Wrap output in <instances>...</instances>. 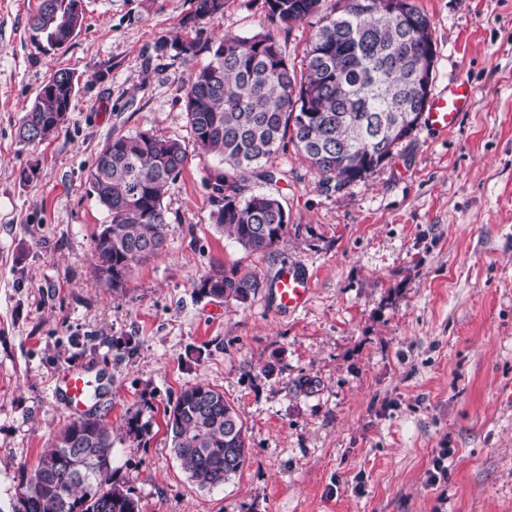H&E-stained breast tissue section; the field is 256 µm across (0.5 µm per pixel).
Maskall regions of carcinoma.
Instances as JSON below:
<instances>
[{
	"mask_svg": "<svg viewBox=\"0 0 512 512\" xmlns=\"http://www.w3.org/2000/svg\"><path fill=\"white\" fill-rule=\"evenodd\" d=\"M321 0H265L273 24L290 28L316 15ZM382 0H350L317 22L296 68L270 33L227 35L212 58L192 70L184 107L194 150L220 158L214 224L249 252H266L285 239V208L275 196L244 194L237 177L272 181L265 164L289 139L321 177L341 187L360 181L388 159L414 130L428 98L414 90V73L434 50L428 17L412 3L396 15ZM72 0H40L28 25L33 40L51 43L83 15ZM224 0H196V20L223 14ZM186 59L197 45L179 35L163 42ZM26 110L16 136L23 144L48 139L70 110L78 80L61 68L50 75ZM190 159L179 139L148 131L117 136L102 149L87 177L88 193L108 215L93 237L94 276L107 288H123L137 262L168 247L164 199ZM202 296L244 304L260 288L250 274L205 273L194 280ZM167 416L172 451L182 471L201 489L224 485L247 459L244 424L224 392L205 382L181 391ZM112 429L85 416L71 421L25 479L16 512H139V500L115 480Z\"/></svg>",
	"mask_w": 512,
	"mask_h": 512,
	"instance_id": "carcinoma-1",
	"label": "carcinoma"
}]
</instances>
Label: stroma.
Instances as JSON below:
<instances>
[{
	"label": "stroma",
	"mask_w": 512,
	"mask_h": 512,
	"mask_svg": "<svg viewBox=\"0 0 512 512\" xmlns=\"http://www.w3.org/2000/svg\"><path fill=\"white\" fill-rule=\"evenodd\" d=\"M431 22L432 91L475 96L449 132L427 120L365 179L323 185L292 143L272 157L285 242L251 253L213 224L212 157H192L164 199L169 247L112 291L92 275L107 214L86 178L114 137L190 142L183 85L224 35L272 32L301 63L316 18L271 25L265 0H84L77 35L33 42L40 0H0V512L74 415L60 378L85 371L88 412L111 425L116 479L141 512H512V0H412ZM196 41L186 60L160 50ZM59 68L79 91L48 139L16 128ZM36 165L34 178L20 172ZM288 267L312 292L293 314L269 291ZM256 275L240 304L200 296L208 272ZM199 382L247 429V461L202 490L181 470L165 411ZM137 418L141 435L127 431ZM446 454L445 470L434 462Z\"/></svg>",
	"instance_id": "35a3bbf8"
}]
</instances>
